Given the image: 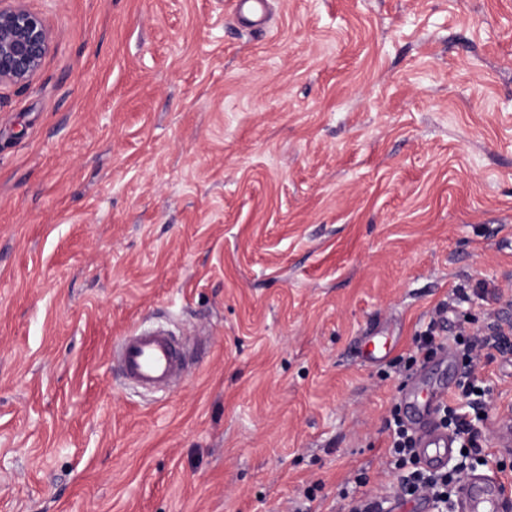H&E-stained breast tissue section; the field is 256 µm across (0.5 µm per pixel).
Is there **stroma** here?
<instances>
[{
  "instance_id": "1",
  "label": "stroma",
  "mask_w": 512,
  "mask_h": 512,
  "mask_svg": "<svg viewBox=\"0 0 512 512\" xmlns=\"http://www.w3.org/2000/svg\"><path fill=\"white\" fill-rule=\"evenodd\" d=\"M268 3L25 0L51 44L0 86V512H349L398 485L416 334L512 301V0ZM142 326L184 345L170 393L112 363ZM476 377L449 463L512 485V355Z\"/></svg>"
}]
</instances>
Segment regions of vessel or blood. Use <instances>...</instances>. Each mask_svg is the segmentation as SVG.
<instances>
[{
	"label": "vessel or blood",
	"instance_id": "vessel-or-blood-1",
	"mask_svg": "<svg viewBox=\"0 0 512 512\" xmlns=\"http://www.w3.org/2000/svg\"><path fill=\"white\" fill-rule=\"evenodd\" d=\"M124 376L149 392L170 388L185 371L182 344L165 329L135 332L122 339L115 352ZM447 396L446 384H437L432 397L417 404L408 425L415 435V452L421 467L437 470L454 453L456 437L442 427L437 410ZM495 479L489 475L467 478L459 489V512H512L500 495L487 493Z\"/></svg>",
	"mask_w": 512,
	"mask_h": 512
}]
</instances>
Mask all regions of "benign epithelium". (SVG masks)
Instances as JSON below:
<instances>
[{"label": "benign epithelium", "instance_id": "obj_1", "mask_svg": "<svg viewBox=\"0 0 512 512\" xmlns=\"http://www.w3.org/2000/svg\"><path fill=\"white\" fill-rule=\"evenodd\" d=\"M0 6V85L24 84L39 70L50 46L44 21L30 12L23 0ZM494 325L501 336L512 335V304L495 315Z\"/></svg>", "mask_w": 512, "mask_h": 512}]
</instances>
